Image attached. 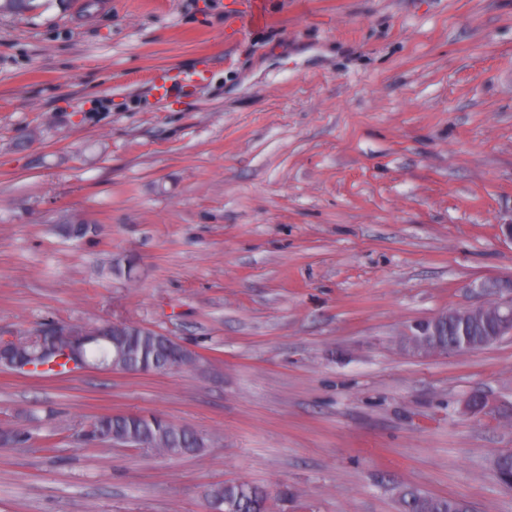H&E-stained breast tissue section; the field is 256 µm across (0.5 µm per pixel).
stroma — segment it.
I'll list each match as a JSON object with an SVG mask.
<instances>
[{
    "instance_id": "35a3bbf8",
    "label": "stroma",
    "mask_w": 512,
    "mask_h": 512,
    "mask_svg": "<svg viewBox=\"0 0 512 512\" xmlns=\"http://www.w3.org/2000/svg\"><path fill=\"white\" fill-rule=\"evenodd\" d=\"M210 69L156 99L157 67ZM512 0H35L0 10V340L134 322L162 374L0 370V512H512V337L421 357L414 322L512 274ZM92 224L69 241L59 224ZM499 414H476L471 397ZM156 414L195 454L83 448ZM210 504L215 501L214 512L234 509V512H268L267 495L257 485L247 482L225 483L211 488L208 492ZM225 512V511H224ZM402 512H458L464 508L462 499L438 497L408 489L402 493Z\"/></svg>"
}]
</instances>
